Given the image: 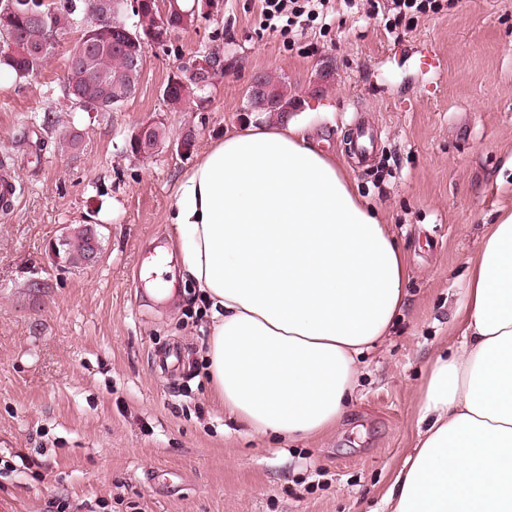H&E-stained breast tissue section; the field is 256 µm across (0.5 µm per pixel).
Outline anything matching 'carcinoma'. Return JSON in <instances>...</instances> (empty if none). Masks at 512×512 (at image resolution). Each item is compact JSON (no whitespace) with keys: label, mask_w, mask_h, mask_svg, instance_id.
<instances>
[{"label":"carcinoma","mask_w":512,"mask_h":512,"mask_svg":"<svg viewBox=\"0 0 512 512\" xmlns=\"http://www.w3.org/2000/svg\"><path fill=\"white\" fill-rule=\"evenodd\" d=\"M92 0H52L44 4H36L32 0H15V12L4 18L0 17V69L11 72L17 80H26L35 76L52 56L56 46L63 37L78 28L80 15L87 12ZM133 26L138 33L145 34L150 29L166 28L169 38H174L186 30L180 21L174 18L162 20L158 0H144L141 13L134 15ZM39 23L40 27L50 38L48 51L34 57L26 52L10 50L11 35L14 32L27 30L32 23ZM88 70L104 86L110 108L116 109L126 102L135 93L139 84L142 69H133L127 65L122 51L108 48L91 61ZM265 84L275 91L277 106L267 107L259 101L249 103L248 108L253 112L275 114L279 117L288 111L287 89L278 80L268 74L260 75ZM166 94L163 102L170 110H176L185 105L191 95L197 92L196 82L189 76H184V82L176 85H166ZM86 230H81L70 238L64 261L72 266L84 263V253L79 242L84 238Z\"/></svg>","instance_id":"1"}]
</instances>
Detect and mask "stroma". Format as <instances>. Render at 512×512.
I'll return each instance as SVG.
<instances>
[{
	"mask_svg": "<svg viewBox=\"0 0 512 512\" xmlns=\"http://www.w3.org/2000/svg\"><path fill=\"white\" fill-rule=\"evenodd\" d=\"M331 29L293 46L258 25L259 0H223L167 46L148 48L135 94L86 112L62 94L71 40L40 74L0 87V158L19 201L0 220V512H372L413 446L418 389L457 340L451 315L495 213L512 207V0H457L388 34L333 0ZM224 74L182 109L162 89L190 57ZM439 64L425 69L424 54ZM261 73L288 87L291 115L344 158L359 194L389 224L410 278L390 338L360 358L335 428L298 440L249 437L212 396L207 326L180 268L168 296L142 273L168 263L166 218L184 172L248 121ZM161 117L153 154L129 140ZM375 154L360 165L351 122ZM79 131V148L65 146ZM93 225L97 262L54 263L50 242ZM184 348L175 374L154 355Z\"/></svg>",
	"mask_w": 512,
	"mask_h": 512,
	"instance_id": "obj_1",
	"label": "stroma"
}]
</instances>
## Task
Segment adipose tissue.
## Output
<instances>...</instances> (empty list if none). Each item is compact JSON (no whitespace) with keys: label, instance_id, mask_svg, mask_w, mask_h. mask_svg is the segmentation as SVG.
Here are the masks:
<instances>
[{"label":"adipose tissue","instance_id":"obj_1","mask_svg":"<svg viewBox=\"0 0 512 512\" xmlns=\"http://www.w3.org/2000/svg\"><path fill=\"white\" fill-rule=\"evenodd\" d=\"M209 318L205 362L251 435L338 422L358 359L403 310L407 259L350 173L296 121L226 131L181 178L168 217ZM416 406V443L380 512H512V209L498 210Z\"/></svg>","mask_w":512,"mask_h":512}]
</instances>
